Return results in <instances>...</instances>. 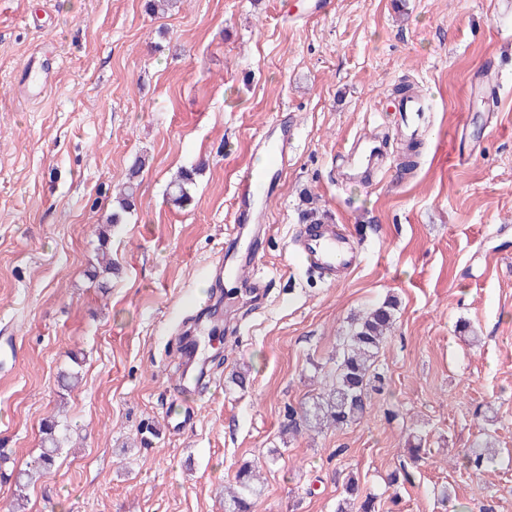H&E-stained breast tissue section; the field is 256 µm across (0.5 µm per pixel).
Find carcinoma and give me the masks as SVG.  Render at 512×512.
Segmentation results:
<instances>
[{"instance_id": "1", "label": "carcinoma", "mask_w": 512, "mask_h": 512, "mask_svg": "<svg viewBox=\"0 0 512 512\" xmlns=\"http://www.w3.org/2000/svg\"><path fill=\"white\" fill-rule=\"evenodd\" d=\"M143 162L135 160L130 169L127 182L119 192L117 206L108 218V224L115 226L125 221L126 214L135 207L136 185ZM195 172L185 171L179 179L173 181L167 190L170 203L182 208L189 201L187 186L194 181ZM107 239H101L97 256L98 266L90 272L91 279L97 281L98 287L104 283L98 278L112 273V258L105 251ZM396 301L389 299L370 310L365 316L356 319L347 334L340 337L336 367L328 374L322 393L312 405L301 411L300 417L291 419L288 432L297 433L302 429L324 430L340 429L361 421L367 412V395L372 380L376 378L375 364L380 349L395 321ZM59 424L53 419L43 423L44 448L26 469L15 476V485L24 490L29 484L41 477L50 475L55 466L60 441L56 435ZM489 449L477 442L466 454L469 466L480 470L495 463V457L488 455ZM259 469L252 465L242 467L236 475L235 482L224 487V512H251L252 500L260 495ZM346 497L339 500L336 512H375L374 497H362L358 485L349 478L345 483Z\"/></svg>"}]
</instances>
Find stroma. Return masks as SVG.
<instances>
[{"instance_id": "obj_1", "label": "stroma", "mask_w": 512, "mask_h": 512, "mask_svg": "<svg viewBox=\"0 0 512 512\" xmlns=\"http://www.w3.org/2000/svg\"><path fill=\"white\" fill-rule=\"evenodd\" d=\"M0 0V512L62 413L55 471L26 512H334L354 476L375 512H512V11L498 0ZM45 93H37L40 83ZM426 95L416 166L397 88ZM287 126L286 173L252 241L262 300L216 274L237 174ZM135 208L88 277L135 159ZM197 168L190 206L166 200ZM315 207L364 260L329 285L291 254ZM397 302L359 423L286 431L355 318ZM224 325L207 382L178 386L188 330ZM79 371L63 393L58 375ZM191 410L188 429L165 419ZM490 436V470L463 454ZM421 440L419 458L409 448ZM407 468L411 481L389 484ZM259 469L252 465L242 467L235 482L224 487V512H250L252 500L260 495Z\"/></svg>"}]
</instances>
